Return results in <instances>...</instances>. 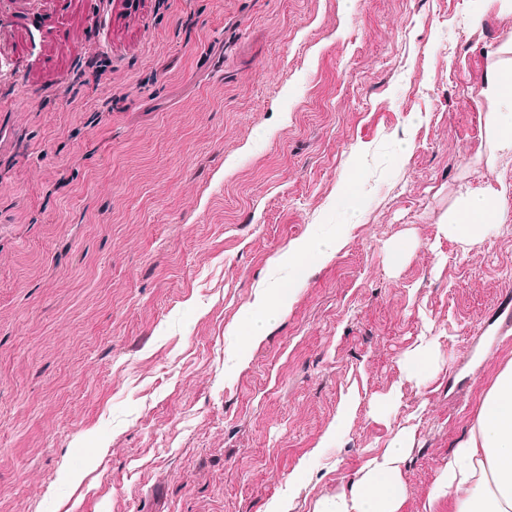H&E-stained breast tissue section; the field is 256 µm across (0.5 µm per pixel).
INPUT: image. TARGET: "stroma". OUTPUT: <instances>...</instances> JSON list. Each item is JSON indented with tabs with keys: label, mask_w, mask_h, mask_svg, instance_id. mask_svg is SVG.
<instances>
[{
	"label": "stroma",
	"mask_w": 512,
	"mask_h": 512,
	"mask_svg": "<svg viewBox=\"0 0 512 512\" xmlns=\"http://www.w3.org/2000/svg\"><path fill=\"white\" fill-rule=\"evenodd\" d=\"M511 40L497 0H0V512H315L401 432V512H451L438 474L512 360L479 95ZM488 183L506 222L449 239ZM334 246V240L301 241L288 246L273 260L274 267L287 271L288 276L270 282L258 298L257 304L272 313L285 310L290 302L296 276L320 262Z\"/></svg>",
	"instance_id": "obj_1"
}]
</instances>
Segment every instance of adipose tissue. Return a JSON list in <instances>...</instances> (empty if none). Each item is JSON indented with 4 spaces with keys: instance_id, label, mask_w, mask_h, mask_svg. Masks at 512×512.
Returning a JSON list of instances; mask_svg holds the SVG:
<instances>
[{
    "instance_id": "ef3b65f1",
    "label": "adipose tissue",
    "mask_w": 512,
    "mask_h": 512,
    "mask_svg": "<svg viewBox=\"0 0 512 512\" xmlns=\"http://www.w3.org/2000/svg\"><path fill=\"white\" fill-rule=\"evenodd\" d=\"M500 52L502 58L488 68L481 93L491 103L486 125L495 149L512 154V42L503 44ZM506 218L502 190L465 186L443 228L448 237L472 243ZM334 246L331 240L301 241L278 254L273 265L283 275L265 288L258 299L260 307L273 313L285 310L296 277ZM408 451L407 438L397 435L348 490L324 502L318 512H400L401 467ZM437 493L453 495L454 512H512V361L499 371L478 406L468 437L453 449L440 471Z\"/></svg>"
}]
</instances>
